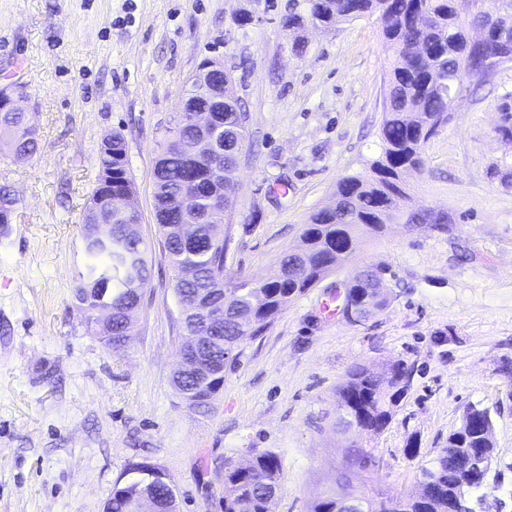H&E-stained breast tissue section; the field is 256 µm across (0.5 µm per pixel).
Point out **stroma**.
I'll list each match as a JSON object with an SVG mask.
<instances>
[{"instance_id": "stroma-1", "label": "stroma", "mask_w": 512, "mask_h": 512, "mask_svg": "<svg viewBox=\"0 0 512 512\" xmlns=\"http://www.w3.org/2000/svg\"><path fill=\"white\" fill-rule=\"evenodd\" d=\"M293 0H0V86L25 87L40 150L0 146V185L18 198L0 234V512H103L129 463L160 468L177 512H223L226 463L252 449L281 460L275 512H310L348 452L382 457L359 493L416 492L420 469L460 424L491 409L502 481L481 512H512V142L495 136L512 65L471 80L402 176L406 212L447 215L386 225L351 261L241 341L200 415L171 376L184 341L174 272L154 252L148 301L119 349L90 335L74 297L82 220L103 138L121 131L140 231L159 244L152 171L200 64L219 61L248 114V136L219 236L227 275L266 280L346 176L381 153L389 53L376 18L308 29L303 55L284 26ZM381 269L386 306L360 324L322 304L357 270ZM405 361L414 376L385 429L337 432L336 389L354 365ZM415 455H407V448Z\"/></svg>"}]
</instances>
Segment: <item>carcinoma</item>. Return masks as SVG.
<instances>
[{
	"label": "carcinoma",
	"mask_w": 512,
	"mask_h": 512,
	"mask_svg": "<svg viewBox=\"0 0 512 512\" xmlns=\"http://www.w3.org/2000/svg\"><path fill=\"white\" fill-rule=\"evenodd\" d=\"M457 0H305L302 12L288 11L284 24L295 34L291 50L301 55L306 42L296 36L308 26L330 30L360 17H375L381 35L392 51L385 90L384 118L380 127L381 155L365 176H348L337 183L333 208H324L310 218L301 236L302 254L283 253L276 280L254 281L224 274L226 239L212 230L225 214L215 208L213 197L235 171L247 138L244 106L235 95L230 75L224 76V111L200 135L187 114L181 119L180 135L164 143L152 172L156 223L163 231L161 250L175 272L174 292L183 301L201 296L209 301L213 319L205 323L188 314L183 317L185 336H208L205 352L215 367L236 357L243 338L261 334L292 299L313 287L337 266L349 261L356 239L380 230L397 219L407 192L401 175L424 166L423 148L438 128L448 122V95L458 94L465 83L458 81L477 64L468 52L470 31L485 25L488 17L501 22L512 18V0H477L478 15L464 21ZM495 132L512 140V102L498 106ZM7 138L18 159L32 157L38 150L37 128L26 112H0V139ZM99 174L82 222L84 266L77 272L75 297L89 332L106 345L119 346L116 339L129 336L133 320L129 310L145 303V288L151 273V246L138 231L139 216L117 215L112 198L134 192L127 164L124 135L114 131L101 143ZM17 199L0 187V225ZM379 279L357 276L347 285L356 310L379 309L388 301L376 291ZM112 310V324L102 328L98 309ZM380 376L356 365L336 390V410H344L362 423L382 430L390 417V405L403 394L400 388H379ZM224 386V377L205 381L186 376L175 389L187 407L199 414ZM479 425L467 436L448 440L418 478V495L403 496L391 512H456L459 503L474 498L478 485H463L456 468V448H482L481 430L487 415L477 413ZM372 456L357 451L348 456L351 471L371 469ZM281 461L269 450H253L240 464L224 470V512H274L281 491ZM150 493L158 512H172L173 498L165 482L154 479L143 484L134 479L115 485L107 512H135L144 493ZM311 512H336V492L320 494Z\"/></svg>",
	"instance_id": "carcinoma-1"
}]
</instances>
